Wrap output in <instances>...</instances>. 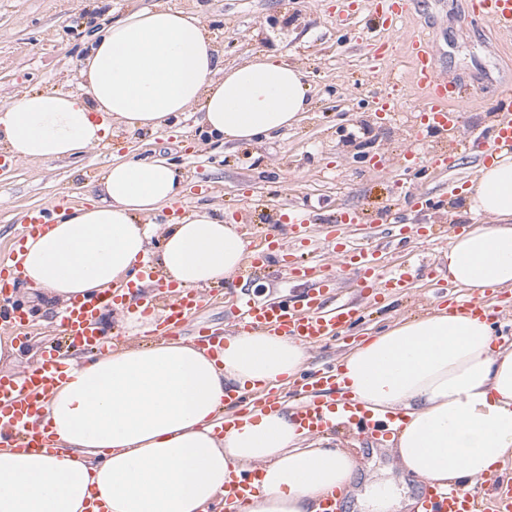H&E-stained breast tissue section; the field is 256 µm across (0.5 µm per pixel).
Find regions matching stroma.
<instances>
[{
    "mask_svg": "<svg viewBox=\"0 0 512 512\" xmlns=\"http://www.w3.org/2000/svg\"><path fill=\"white\" fill-rule=\"evenodd\" d=\"M156 0H0V101L30 90L78 89L77 58L85 56L98 33L131 11L152 7ZM175 10L192 11L204 21L225 65L253 54L272 52L301 68L312 106L299 122L270 139L234 147L217 146L200 123L199 109L181 115L158 131H126L113 127L106 151L79 158L18 161L0 147V253L18 238L22 212L56 203L77 206L95 197L97 185L116 159L163 158L183 174L186 211L222 210L227 223H239L246 235L277 234L291 242L292 229L279 221L282 209L295 205L308 211L313 225L305 248L309 259L334 263L326 241L328 221L346 208L361 211L364 221L350 228L358 243H376L381 225L393 218L413 223L423 217L436 237L412 243L403 251L388 247L385 268L423 258L426 268L414 274L408 288L362 305V321L349 338L310 348L309 365L340 361L351 342L395 323L425 315L442 305L436 279L448 276L444 255L448 225L467 226L463 187L476 178L474 156L458 155L451 168L422 182L402 170L403 153L413 140L416 108L421 101L408 80L404 41L422 34L435 46L439 68L461 83L466 102L460 134L490 130L498 120L500 92L512 87V41L475 20L471 0H415L398 36L387 37L379 22L357 10L352 0H164ZM387 39L389 53L381 70L371 68L362 44L367 32ZM387 98L394 110L383 116L375 101ZM429 191L438 203L419 209L412 193ZM230 294L257 300H295L301 283H288L280 261L264 273L234 277ZM30 335L16 337L22 347L19 365H0L1 374L34 365L29 352L60 341L52 312L31 317ZM220 334L234 329L230 302L199 310L179 334L196 337L199 327ZM352 451L362 470L378 471L390 461L382 440L343 430L331 437Z\"/></svg>",
    "mask_w": 512,
    "mask_h": 512,
    "instance_id": "1",
    "label": "stroma"
}]
</instances>
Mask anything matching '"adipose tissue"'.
Segmentation results:
<instances>
[{
    "label": "adipose tissue",
    "mask_w": 512,
    "mask_h": 512,
    "mask_svg": "<svg viewBox=\"0 0 512 512\" xmlns=\"http://www.w3.org/2000/svg\"><path fill=\"white\" fill-rule=\"evenodd\" d=\"M79 68L83 92L0 103V143L15 159L81 156L105 143L111 121L155 131L195 106L215 141L251 142L309 108L299 68L269 54L225 66L196 15L162 4L110 25ZM184 190L166 161L112 163L97 200L26 239L25 290L64 311L135 280L156 238L166 280L192 289L232 279L247 256L237 225L209 211L154 223ZM464 194L477 222L449 244L448 277L511 289L512 154L480 167ZM308 358L294 338L243 332L215 355L181 338L67 357L68 378L40 414L60 452L0 448V512H214L247 467L259 488L240 512H322L325 499L351 495L362 512H409L414 500L388 481L353 494L357 458L310 440L288 408L223 428L227 392L280 386ZM340 368L366 408L400 413L393 452L406 474L448 489L512 469V348L490 319L442 307L358 343Z\"/></svg>",
    "instance_id": "1"
}]
</instances>
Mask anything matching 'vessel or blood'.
Listing matches in <instances>:
<instances>
[{
    "label": "vessel or blood",
    "instance_id": "obj_1",
    "mask_svg": "<svg viewBox=\"0 0 512 512\" xmlns=\"http://www.w3.org/2000/svg\"><path fill=\"white\" fill-rule=\"evenodd\" d=\"M373 13L380 17L390 32H398V24L407 13L411 0H368ZM473 7L483 21L491 24L498 35L512 36V0H474ZM406 55L414 83L424 90L419 104V136L431 135L456 127L457 103L463 99L459 85L448 81L433 62L434 50L423 36L414 35L405 42ZM499 110L502 118L491 134L467 140V150L476 152L482 163H489L502 149L512 150V91L502 90ZM453 155L440 152L421 155L418 147L405 153L406 169L424 165L432 167L452 164ZM52 208L26 211L21 219L24 233L42 232L51 222ZM358 211L343 212L336 219L329 233L337 243L336 266L322 276H315L312 267L297 259H289L283 266L287 278H307L311 287L295 303L287 301H240L236 304L237 330L249 333H274L290 336L309 345H316L328 337L342 335L355 319V309L347 303L335 301L333 290L338 283L352 279L355 287L370 298L382 292L403 288L407 272L383 275L374 251L358 249L344 244L348 228L359 224ZM270 236L256 237L247 247V261L243 276L265 270L270 252L276 246ZM21 260L16 251H8L0 259V331H16L22 327L26 315L11 300L13 289L20 278ZM132 291L130 285H119L103 299L78 301L62 316L60 329L71 345L95 348L105 345L108 338L100 325L103 308L123 303ZM210 299L202 289L181 291L167 289L161 297L147 294L141 298L142 328L144 335H176L195 312ZM65 378V366L58 349L47 348L39 363L30 371L15 377L0 376V439L8 447L17 449H45L54 452V441L40 427V400ZM300 400L292 412L304 429L319 434L333 428H346L359 434L376 438H389L398 419L397 414L379 415L366 409L345 392L340 381V368L326 364L321 368L299 375L292 382ZM229 408L224 417L225 425L239 423L243 417L260 411L280 407L277 394L270 390L256 392H230L225 397ZM256 471H244L227 483L224 490L226 504L237 506L246 502L255 488ZM422 512H512V498L501 496L499 491L479 495L457 489H429L422 502Z\"/></svg>",
    "mask_w": 512,
    "mask_h": 512
}]
</instances>
